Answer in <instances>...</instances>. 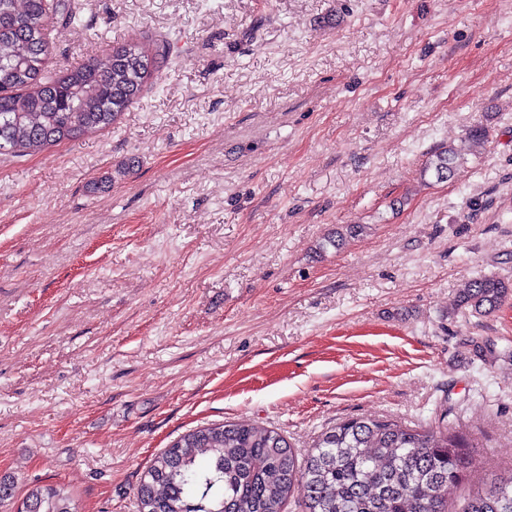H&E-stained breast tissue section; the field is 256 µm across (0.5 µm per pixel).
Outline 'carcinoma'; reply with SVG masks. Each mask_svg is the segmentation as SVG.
Listing matches in <instances>:
<instances>
[{
	"mask_svg": "<svg viewBox=\"0 0 512 512\" xmlns=\"http://www.w3.org/2000/svg\"><path fill=\"white\" fill-rule=\"evenodd\" d=\"M78 21L68 0H0V154L22 155L111 127L140 96L165 45L112 49L48 75L55 18ZM487 143L483 121L438 148L423 173L445 182ZM512 296L493 276L472 280L459 303L489 315ZM408 426L350 418L323 432L298 461L286 436L249 420L188 431L158 453L136 487L139 512H282L293 490L305 512H448V498L475 463L478 441L446 421ZM22 512H75L58 486L33 490ZM461 512H512V469L475 491Z\"/></svg>",
	"mask_w": 512,
	"mask_h": 512,
	"instance_id": "obj_1",
	"label": "carcinoma"
}]
</instances>
